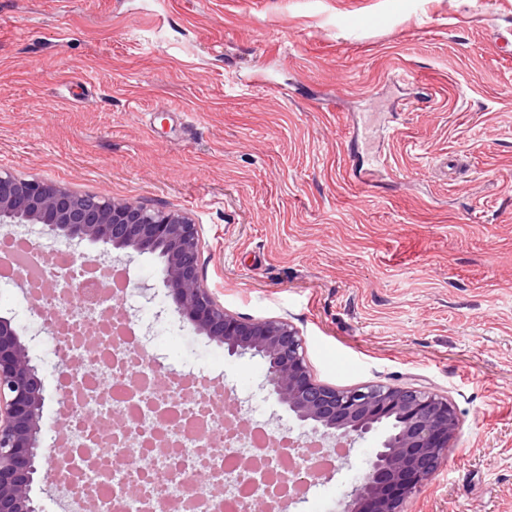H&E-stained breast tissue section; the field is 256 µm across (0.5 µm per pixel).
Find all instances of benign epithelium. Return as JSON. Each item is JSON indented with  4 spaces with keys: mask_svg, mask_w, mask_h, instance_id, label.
<instances>
[{
    "mask_svg": "<svg viewBox=\"0 0 512 512\" xmlns=\"http://www.w3.org/2000/svg\"><path fill=\"white\" fill-rule=\"evenodd\" d=\"M0 226H27L62 245L86 242L114 253L151 254L176 311L231 356L268 362L262 388L288 409L297 442L315 436L347 448L381 434L368 473L340 501L339 512H403L404 504L448 461L460 420L448 396L426 387L364 383L335 386L311 371L300 331L282 319H244L226 309L200 268L204 240L187 215L79 194L0 170ZM44 386L28 344L12 319L0 316V512H42L35 491L54 486L47 464L57 431L44 428Z\"/></svg>",
    "mask_w": 512,
    "mask_h": 512,
    "instance_id": "obj_1",
    "label": "benign epithelium"
}]
</instances>
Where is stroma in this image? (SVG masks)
<instances>
[{
    "label": "stroma",
    "instance_id": "stroma-1",
    "mask_svg": "<svg viewBox=\"0 0 512 512\" xmlns=\"http://www.w3.org/2000/svg\"><path fill=\"white\" fill-rule=\"evenodd\" d=\"M0 168L189 213L207 285L288 319L320 381L448 394L460 434L406 512H512V0H0ZM121 267L165 372L295 428L265 361L178 315L156 257ZM24 293L0 283V316L52 429L59 360ZM375 446L287 512L350 489Z\"/></svg>",
    "mask_w": 512,
    "mask_h": 512
}]
</instances>
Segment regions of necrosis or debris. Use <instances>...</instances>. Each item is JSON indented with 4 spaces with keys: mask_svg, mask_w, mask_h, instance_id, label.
I'll return each mask as SVG.
<instances>
[{
    "mask_svg": "<svg viewBox=\"0 0 512 512\" xmlns=\"http://www.w3.org/2000/svg\"><path fill=\"white\" fill-rule=\"evenodd\" d=\"M23 271L28 287L40 289L39 303L58 313L69 326V338L59 339L55 352L71 364L62 372L61 386L73 396L69 443L74 455L66 468L71 477L69 497L74 512L94 501L95 512H155L165 500L168 512H212L209 486L220 482L223 512H250L257 497L292 494L295 471L307 455L288 439L271 445L261 427L226 432L223 417L200 413V391L174 382L171 396L158 398L152 386L151 357L139 355L128 323L113 311L110 295L120 281L75 267L66 250L43 254L10 234L0 235V272ZM83 284L84 295L68 299L59 288L64 279ZM94 330V357L81 358L73 336ZM121 415L111 445L100 442L98 422ZM141 493L127 494L131 484Z\"/></svg>",
    "mask_w": 512,
    "mask_h": 512,
    "instance_id": "4bbe7bcc",
    "label": "necrosis or debris"
}]
</instances>
